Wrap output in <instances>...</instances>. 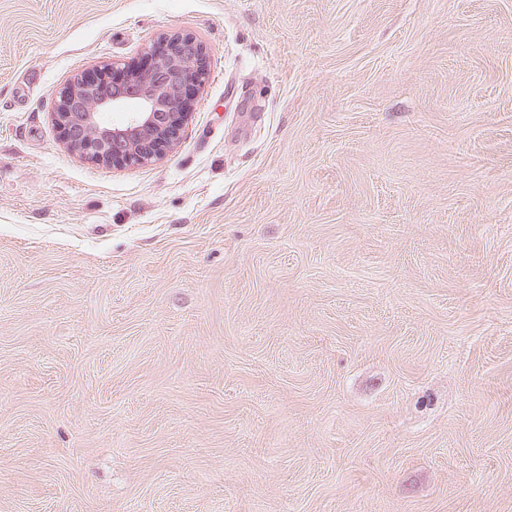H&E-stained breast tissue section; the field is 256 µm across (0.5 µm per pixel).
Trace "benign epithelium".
<instances>
[{
    "instance_id": "1",
    "label": "benign epithelium",
    "mask_w": 512,
    "mask_h": 512,
    "mask_svg": "<svg viewBox=\"0 0 512 512\" xmlns=\"http://www.w3.org/2000/svg\"><path fill=\"white\" fill-rule=\"evenodd\" d=\"M209 75L206 47L193 35H163L135 61L74 75L57 94L53 122L62 141L91 163L147 165L179 141ZM132 100L137 109L124 123L104 121Z\"/></svg>"
}]
</instances>
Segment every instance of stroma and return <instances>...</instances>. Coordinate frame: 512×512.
I'll list each match as a JSON object with an SVG mask.
<instances>
[{
	"label": "stroma",
	"mask_w": 512,
	"mask_h": 512,
	"mask_svg": "<svg viewBox=\"0 0 512 512\" xmlns=\"http://www.w3.org/2000/svg\"><path fill=\"white\" fill-rule=\"evenodd\" d=\"M175 32L178 146L71 153ZM0 512H512V0H0ZM209 75L206 47L193 35H163L136 61L102 63L74 75L57 94L53 122L62 141L91 163L147 165L179 141ZM131 100L137 109L124 123L104 121L105 112Z\"/></svg>",
	"instance_id": "1"
}]
</instances>
